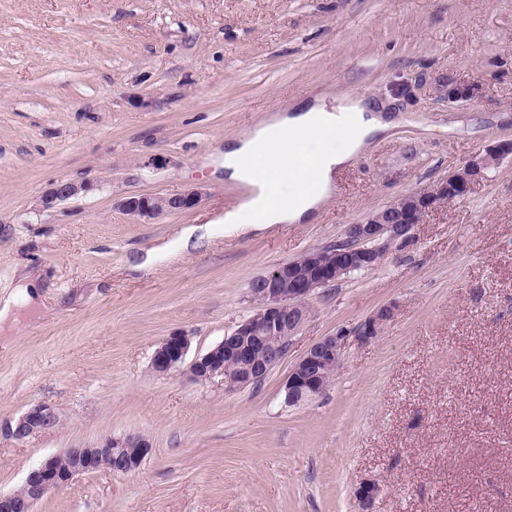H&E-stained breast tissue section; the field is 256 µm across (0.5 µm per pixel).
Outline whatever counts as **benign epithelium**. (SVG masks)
Instances as JSON below:
<instances>
[{
    "instance_id": "1",
    "label": "benign epithelium",
    "mask_w": 512,
    "mask_h": 512,
    "mask_svg": "<svg viewBox=\"0 0 512 512\" xmlns=\"http://www.w3.org/2000/svg\"><path fill=\"white\" fill-rule=\"evenodd\" d=\"M507 157H512V140L501 141L485 154L457 167L434 188L406 194L372 212L365 221L348 225L345 240L336 245L310 250L300 261L278 264L253 281V314L221 342L189 362L192 337L185 331H175L159 341L151 359L152 371L167 376L186 365L196 380L223 378L227 391L262 380L288 355L289 342L307 320L310 300L317 288L330 286L354 271L380 265L395 243L412 238L415 226L422 222L426 212L444 200L466 196L488 169ZM89 190L88 184L55 181L41 196V203L51 208ZM202 196L201 187L175 194L131 195L121 200L119 207L136 223L151 224L164 214L194 208ZM392 317L391 307H381L355 328L338 331L310 345L289 371L282 388L284 402L296 406L322 395L329 377L341 364L348 337L369 342L381 334ZM58 423L59 415L52 406L34 403L7 423L5 432L24 441ZM152 449L146 435L128 433L108 436L95 448H67L50 455L28 471L20 490L0 492V512H34L38 502L81 475L102 469L116 475L134 473ZM380 492V485L368 479L360 483L355 497L367 512Z\"/></svg>"
}]
</instances>
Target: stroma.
<instances>
[{"mask_svg":"<svg viewBox=\"0 0 512 512\" xmlns=\"http://www.w3.org/2000/svg\"><path fill=\"white\" fill-rule=\"evenodd\" d=\"M472 95L448 101L447 84ZM353 92L399 125L307 221L225 230L246 188L224 147L279 110ZM512 138V0H0V297L34 273L41 309L0 325V491L45 456L140 432L139 471H97L35 512H512V158L438 204L377 268L318 289L257 384L155 375L157 343L206 352L249 316L252 281ZM89 193L41 208L50 183ZM199 186L193 209L135 223L119 202ZM384 305L340 370L294 407L281 387L317 340ZM59 415L50 405L34 403L17 419L5 425V432L12 438L24 441L57 426Z\"/></svg>","mask_w":512,"mask_h":512,"instance_id":"1","label":"stroma"}]
</instances>
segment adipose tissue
<instances>
[{
	"instance_id": "obj_1",
	"label": "adipose tissue",
	"mask_w": 512,
	"mask_h": 512,
	"mask_svg": "<svg viewBox=\"0 0 512 512\" xmlns=\"http://www.w3.org/2000/svg\"><path fill=\"white\" fill-rule=\"evenodd\" d=\"M396 122L365 97L347 93L335 107L317 102L295 107L293 114L262 124L231 140L224 149L228 179L248 186L239 208L227 211L225 224L236 226L242 214L262 224H296L306 220L327 198L334 171L348 166L369 141ZM343 135L340 150H314L315 141ZM308 164L313 175L298 185V167Z\"/></svg>"
}]
</instances>
